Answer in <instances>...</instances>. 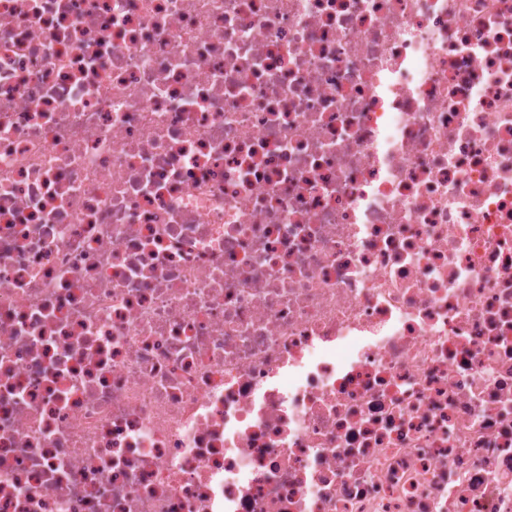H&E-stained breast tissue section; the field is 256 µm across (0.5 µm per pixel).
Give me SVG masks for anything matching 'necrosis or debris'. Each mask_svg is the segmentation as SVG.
<instances>
[{"mask_svg":"<svg viewBox=\"0 0 512 512\" xmlns=\"http://www.w3.org/2000/svg\"><path fill=\"white\" fill-rule=\"evenodd\" d=\"M0 512H512V0H0Z\"/></svg>","mask_w":512,"mask_h":512,"instance_id":"4bbe7bcc","label":"necrosis or debris"}]
</instances>
